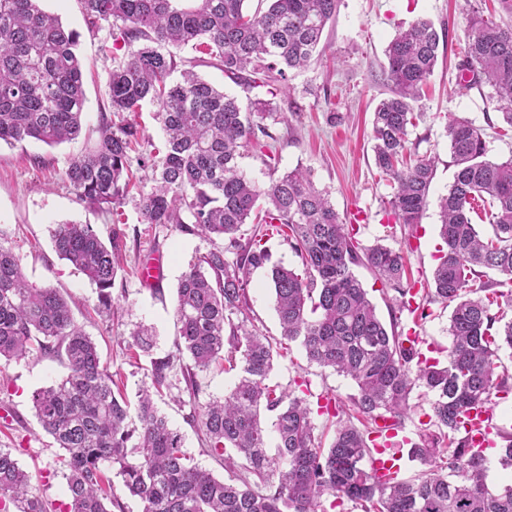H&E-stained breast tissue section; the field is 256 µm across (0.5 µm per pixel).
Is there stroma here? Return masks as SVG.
<instances>
[{
  "label": "stroma",
  "mask_w": 512,
  "mask_h": 512,
  "mask_svg": "<svg viewBox=\"0 0 512 512\" xmlns=\"http://www.w3.org/2000/svg\"><path fill=\"white\" fill-rule=\"evenodd\" d=\"M467 2L483 16L512 24V13L504 12L501 0H342L335 20L324 31L322 53L305 69L290 71L287 92L274 95L265 86L233 83L209 56L194 48L178 50L176 56L193 61L197 74L241 104L257 98L272 100L274 115L267 121L271 139L265 146L248 147L239 160L248 179L262 185L294 168L309 171L314 184L328 190L341 219H350L358 210L366 213V223L357 227L361 245L379 242L405 249L408 237L417 236L419 245L407 251L406 258L413 278L422 282L431 279L437 263V202L447 193L455 171L448 149L449 119L465 117L481 127L490 160L512 158V134H497L502 125L499 113L485 104L478 90L466 91L458 85L469 34L463 8ZM40 6L58 14L63 24L79 35L77 53L87 105L82 131L73 141L49 146L30 139L0 146V234L30 282L57 289L70 300L75 320L96 343L102 363L121 378L129 405H137L140 390L151 386L153 361L173 356L168 386L155 395V406L180 432L183 446L195 462L223 476L222 465L204 449L194 417L211 398L232 390L236 374L223 365H212L198 373L200 390L195 393L187 388L182 375L188 358L176 356L177 282L214 244L199 233L172 224L145 223L141 215L139 188L148 184L151 166L165 150V137L155 118L158 104L143 103L134 115L145 138L131 154L135 187L121 204L110 209L89 205L63 183L61 175L69 161L97 136L101 115L109 103L105 69L113 58L123 57L124 51L114 44L108 24L93 27L87 23L79 0H41ZM419 17L446 27L447 37L432 76L413 104L416 120L409 130L408 147L434 156L436 171L430 206L412 230L399 224L390 209L392 188L375 166L371 132L373 112L389 94L380 79L386 64L385 49L401 27ZM65 221L92 225L104 239L113 230L122 233L125 249L112 293L114 316L96 313L95 286L55 252L50 227ZM150 248L166 256L165 278L156 291L142 287L137 277L139 259ZM247 298L256 325L265 335L279 337L269 268L253 271ZM427 312L424 318L403 313L400 326L415 329L423 337L421 351L425 356L445 358L450 311L436 303ZM141 323L153 327L155 345L150 352L134 357L128 351V333ZM64 373V368L49 358L0 362V410L13 415L11 423L0 425V448L11 449L32 486L58 508L68 501L66 480L57 464L60 450L39 427L32 394L58 381ZM297 378L306 380L313 393L339 401L356 391L349 378L321 372L309 364L303 349L295 344L289 354L275 356L269 381L285 387Z\"/></svg>",
  "instance_id": "stroma-1"
}]
</instances>
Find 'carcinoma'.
<instances>
[{"mask_svg": "<svg viewBox=\"0 0 512 512\" xmlns=\"http://www.w3.org/2000/svg\"><path fill=\"white\" fill-rule=\"evenodd\" d=\"M39 0H0V143L28 139L55 145L78 137L86 108L81 62L73 31ZM92 26L112 23L123 41L125 59L108 71L112 114L136 112L146 101L160 105L158 120L166 153L152 167L150 189L140 208L148 224L186 225L207 237H230L235 257L216 248L190 265L179 279L176 316L178 354L193 367L183 372L192 393L196 372L218 360L237 371L234 388L210 399L200 428L207 453L230 473L219 479L183 449L180 433L153 405L149 390L139 396L138 424L130 426L129 405L101 364L95 342L75 322L66 299L55 289L28 281L13 249L0 240V359L30 356L58 360L67 369L57 384L32 395L41 428L64 451L69 512H109L106 462L116 468L142 512H325L323 500L348 502L361 512H512V486L498 493L486 483L487 461L469 442L470 414L512 392V374L500 351L512 350V289L495 288L487 272L512 280V157L488 159L483 129L466 118L448 121L454 178L440 198L438 263L428 288L406 275L401 249L381 243L363 247L357 229L342 221L329 194L310 173L296 168L259 185L245 178L238 159L262 137L273 138L264 120L269 103L242 106L191 70L181 79L172 49L205 46L224 76L238 83L286 80V72L313 59L341 0H268L266 9L244 12L245 0H80ZM446 31L426 18L401 29L389 42L383 79L392 95L373 112L376 168L391 183L389 204L399 223H421L429 206L435 158L417 157L398 167L407 151L413 105L434 72ZM459 70L470 75L462 87L485 80L489 103L512 127V26L482 15L471 18ZM143 136L139 126L102 118L100 136L70 160L62 180L83 202L108 207L127 192L130 152ZM492 227L486 237L469 213L479 201ZM261 224L245 244L233 235L258 203ZM301 258L303 269H272L279 347L250 322L248 275L269 261V230ZM58 256L98 290L99 303L112 306V288L123 239L112 231L104 242L89 224L60 222L50 229ZM364 267L394 291L390 324L354 272ZM452 307L448 361L442 364L405 346L400 313L410 303ZM130 347L154 344L152 328L129 333ZM297 342L309 362L352 380L356 393L336 402L293 380L288 388L267 379L274 354ZM169 358L152 364L153 384L165 385ZM433 393L429 421L420 442L409 449L422 469L412 479L382 480L372 466L369 436L378 422L402 426L412 411L415 390ZM273 414L275 443L261 421ZM334 427L323 442L313 413ZM16 512H53L54 506L29 485L12 451L0 448V504Z\"/></svg>", "mask_w": 512, "mask_h": 512, "instance_id": "1", "label": "carcinoma"}]
</instances>
